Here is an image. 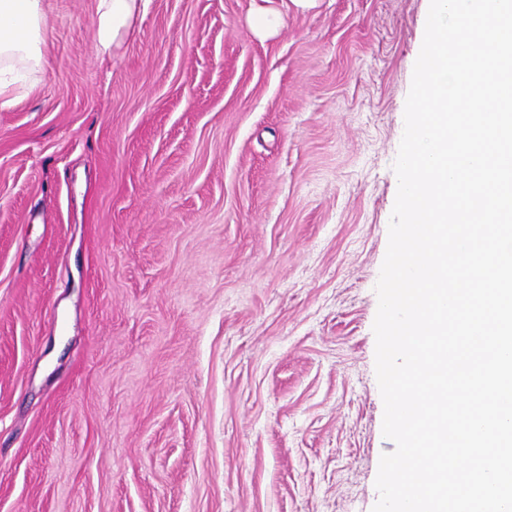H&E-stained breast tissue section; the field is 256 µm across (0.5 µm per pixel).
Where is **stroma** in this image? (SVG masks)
<instances>
[{
	"label": "stroma",
	"instance_id": "stroma-1",
	"mask_svg": "<svg viewBox=\"0 0 512 512\" xmlns=\"http://www.w3.org/2000/svg\"><path fill=\"white\" fill-rule=\"evenodd\" d=\"M427 9L152 0L104 56L96 0H44L0 108V512H372Z\"/></svg>",
	"mask_w": 512,
	"mask_h": 512
}]
</instances>
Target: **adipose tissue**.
I'll list each match as a JSON object with an SVG mask.
<instances>
[{"label":"adipose tissue","mask_w":512,"mask_h":512,"mask_svg":"<svg viewBox=\"0 0 512 512\" xmlns=\"http://www.w3.org/2000/svg\"><path fill=\"white\" fill-rule=\"evenodd\" d=\"M150 0H97L96 48L109 52L131 35L134 19ZM42 0H0V106L15 103L19 90L34 87L45 64Z\"/></svg>","instance_id":"ef3b65f1"}]
</instances>
